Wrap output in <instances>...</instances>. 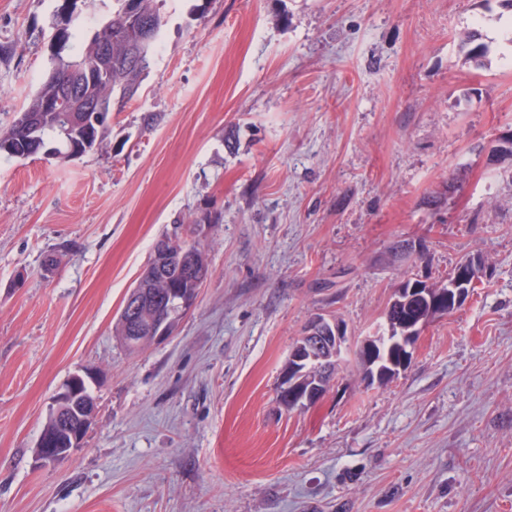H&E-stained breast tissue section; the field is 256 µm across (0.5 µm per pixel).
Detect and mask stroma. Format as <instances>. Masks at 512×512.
I'll return each instance as SVG.
<instances>
[{
  "instance_id": "1",
  "label": "stroma",
  "mask_w": 512,
  "mask_h": 512,
  "mask_svg": "<svg viewBox=\"0 0 512 512\" xmlns=\"http://www.w3.org/2000/svg\"><path fill=\"white\" fill-rule=\"evenodd\" d=\"M64 0H0V130L60 44ZM155 60L101 149L0 156V512H512L507 0H160ZM479 30L484 67L462 39ZM203 227L210 275L170 338L114 336L156 241ZM425 254L396 262L395 242ZM486 276L408 368L342 366L286 411L308 323L376 335L403 274ZM91 373L81 448L40 463Z\"/></svg>"
}]
</instances>
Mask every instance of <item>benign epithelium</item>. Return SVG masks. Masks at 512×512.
<instances>
[{
	"label": "benign epithelium",
	"instance_id": "obj_1",
	"mask_svg": "<svg viewBox=\"0 0 512 512\" xmlns=\"http://www.w3.org/2000/svg\"><path fill=\"white\" fill-rule=\"evenodd\" d=\"M110 102L84 97L80 81L61 88L58 93L44 101L41 111L60 114L63 130L81 120L86 112H99L106 115ZM201 225L192 227L177 226L170 234L174 241L186 240L181 247L174 249L169 243L160 244L154 251L151 263L130 291L128 301L120 312V340L137 347L145 339L157 342L173 334L171 325L194 303L197 289L183 294V289L175 287L177 278L201 279L207 263L201 259L199 246ZM160 283L172 285L168 294H160L155 288ZM347 336L341 323L332 321L325 324L322 318L312 320L305 333L306 351L318 361L327 359L328 354L338 358L346 348ZM96 402L86 399L73 387L63 389L56 396L53 417L57 430L40 437L37 447L47 443L57 445L61 456H70L74 449L83 443L91 425Z\"/></svg>",
	"mask_w": 512,
	"mask_h": 512
}]
</instances>
